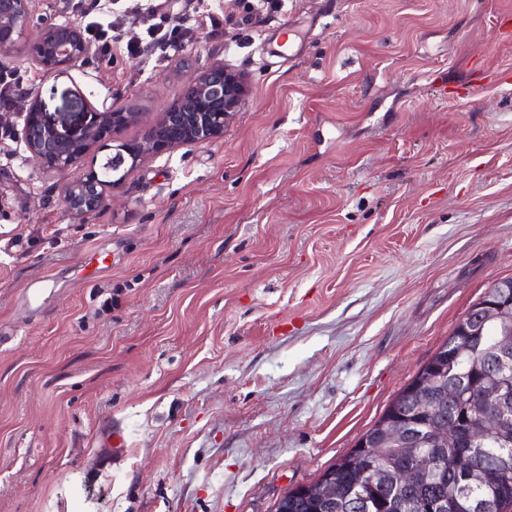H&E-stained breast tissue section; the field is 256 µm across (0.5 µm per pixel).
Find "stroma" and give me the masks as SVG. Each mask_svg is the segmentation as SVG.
<instances>
[{
    "label": "stroma",
    "mask_w": 512,
    "mask_h": 512,
    "mask_svg": "<svg viewBox=\"0 0 512 512\" xmlns=\"http://www.w3.org/2000/svg\"><path fill=\"white\" fill-rule=\"evenodd\" d=\"M154 3L193 29L179 55L55 78L0 51L51 122L81 94L139 110L127 140L212 62L247 89L223 138L145 159L79 221L62 187L88 162L0 149V512H272L512 277V0ZM286 22L305 36L280 56ZM475 59L493 79L437 98Z\"/></svg>",
    "instance_id": "stroma-1"
}]
</instances>
